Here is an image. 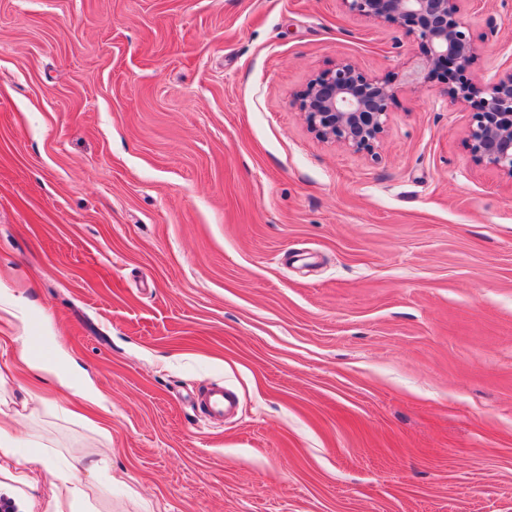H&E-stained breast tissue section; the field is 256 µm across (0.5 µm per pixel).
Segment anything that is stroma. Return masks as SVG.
<instances>
[{
    "label": "stroma",
    "mask_w": 512,
    "mask_h": 512,
    "mask_svg": "<svg viewBox=\"0 0 512 512\" xmlns=\"http://www.w3.org/2000/svg\"><path fill=\"white\" fill-rule=\"evenodd\" d=\"M512 69V0H468ZM422 50L339 0H0V289L110 408L13 364L23 443L95 512H512V180ZM348 61L401 91L374 153L292 104ZM223 385L237 414L206 419ZM45 470L0 501L54 512ZM95 462L86 461L84 457L66 460L63 468L54 472L55 512H89L84 492L79 488V474L82 471L96 469Z\"/></svg>",
    "instance_id": "stroma-1"
}]
</instances>
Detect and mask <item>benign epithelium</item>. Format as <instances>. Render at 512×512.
<instances>
[{"mask_svg": "<svg viewBox=\"0 0 512 512\" xmlns=\"http://www.w3.org/2000/svg\"><path fill=\"white\" fill-rule=\"evenodd\" d=\"M341 2L351 14L400 28L417 40L424 55L406 72L408 83L423 84L430 72L445 68L451 82L445 93L451 102L465 104L479 98L467 134L473 161L512 179V72L478 83L457 80L480 50L461 20L466 0ZM395 96L392 83L341 62L311 79L294 95L293 104L316 137L372 153L385 132Z\"/></svg>", "mask_w": 512, "mask_h": 512, "instance_id": "benign-epithelium-1", "label": "benign epithelium"}]
</instances>
